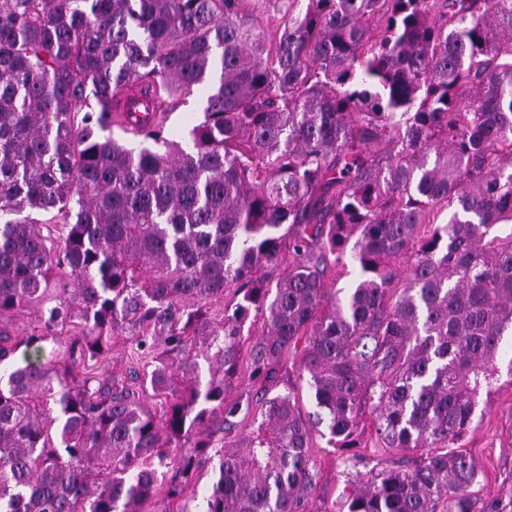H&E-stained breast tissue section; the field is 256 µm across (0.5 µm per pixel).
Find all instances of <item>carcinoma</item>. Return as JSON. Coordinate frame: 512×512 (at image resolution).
<instances>
[{
  "mask_svg": "<svg viewBox=\"0 0 512 512\" xmlns=\"http://www.w3.org/2000/svg\"><path fill=\"white\" fill-rule=\"evenodd\" d=\"M270 2L0 0V317L54 303L40 335L0 326V512H139L189 488L165 448L190 443L219 456L204 512H306L314 431L347 466L402 453L346 512H498L455 447L512 334V0H282L275 38ZM127 331L160 417L94 371ZM245 354L262 384L298 361L315 412L268 397L226 444ZM204 96L197 91L177 100L166 122L168 138L185 142L189 128L203 119ZM356 279L355 268L347 262V265L339 264L329 268L324 278V287L330 295L336 291V288H350Z\"/></svg>",
  "mask_w": 512,
  "mask_h": 512,
  "instance_id": "cac0c4a2",
  "label": "carcinoma"
}]
</instances>
